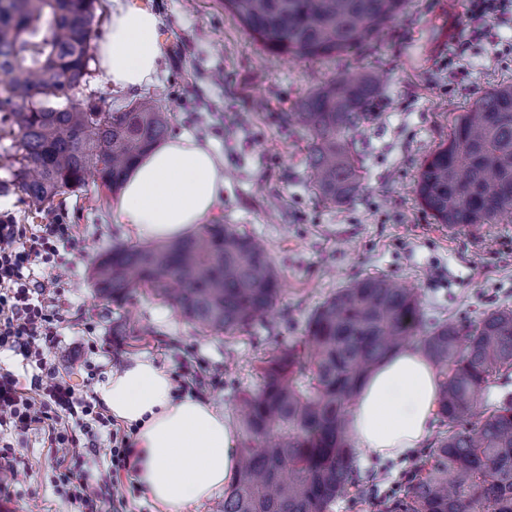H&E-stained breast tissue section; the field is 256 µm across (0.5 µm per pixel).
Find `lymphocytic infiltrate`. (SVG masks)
Wrapping results in <instances>:
<instances>
[{"label": "lymphocytic infiltrate", "instance_id": "f902f5d3", "mask_svg": "<svg viewBox=\"0 0 512 512\" xmlns=\"http://www.w3.org/2000/svg\"><path fill=\"white\" fill-rule=\"evenodd\" d=\"M75 245L71 226L61 218L19 224L11 214H0V350L20 355L36 367L26 382L0 367V429L40 435L44 447L56 456L64 494L81 512H98L101 490L83 481L66 462L89 449L73 423L91 421L109 428L113 479L132 467V435L113 427L98 398L78 389L70 375L49 361L60 321L53 303L59 282L36 274L39 268L56 266L60 250Z\"/></svg>", "mask_w": 512, "mask_h": 512}]
</instances>
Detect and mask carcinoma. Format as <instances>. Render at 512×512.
I'll use <instances>...</instances> for the list:
<instances>
[{"mask_svg": "<svg viewBox=\"0 0 512 512\" xmlns=\"http://www.w3.org/2000/svg\"><path fill=\"white\" fill-rule=\"evenodd\" d=\"M98 0H0V135L11 138V183L40 211L86 186L93 171L113 193L170 132L154 97L110 112L104 100L73 102L91 75ZM274 57L322 61L357 51L406 10L408 0H222ZM380 83L344 74L287 113L308 132L306 166L321 201L340 206L362 187L347 138L374 115ZM414 193L437 224L512 220V84L480 96L454 121L448 142L423 161ZM114 303L144 288L183 318L234 334L253 326L283 288L268 254L238 225L203 224L146 246H115L91 271ZM420 299L384 276L351 282L308 318L305 340L269 356L261 386L245 398L240 461L221 512H333L354 484L348 408L375 367L416 343L437 368L436 417L448 430L419 460L388 512H512V398L483 408L512 371V306L469 326L427 329Z\"/></svg>", "mask_w": 512, "mask_h": 512, "instance_id": "obj_1", "label": "carcinoma"}]
</instances>
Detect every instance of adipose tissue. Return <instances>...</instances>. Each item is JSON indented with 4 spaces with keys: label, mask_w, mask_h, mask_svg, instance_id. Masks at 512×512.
Listing matches in <instances>:
<instances>
[{
    "label": "adipose tissue",
    "mask_w": 512,
    "mask_h": 512,
    "mask_svg": "<svg viewBox=\"0 0 512 512\" xmlns=\"http://www.w3.org/2000/svg\"><path fill=\"white\" fill-rule=\"evenodd\" d=\"M160 17L134 0H114L99 67L116 89L144 88L158 77ZM224 163L195 138L157 145L129 173L114 205L117 223L139 240L193 232L219 202ZM170 374L147 358L132 360L97 388L113 417L134 427L135 479L159 512H183L232 482L238 465L233 429L208 402L176 397ZM438 375L408 348L369 376L350 412L356 447L392 458L431 434Z\"/></svg>",
    "instance_id": "adipose-tissue-1"
}]
</instances>
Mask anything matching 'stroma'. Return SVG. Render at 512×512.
<instances>
[{"label":"stroma","instance_id":"obj_1","mask_svg":"<svg viewBox=\"0 0 512 512\" xmlns=\"http://www.w3.org/2000/svg\"><path fill=\"white\" fill-rule=\"evenodd\" d=\"M142 2L162 19L163 56L150 91L174 113L172 136L191 135L224 159V194L210 218L240 225L265 245L283 294L270 315L232 335L202 330L142 290L117 306L97 294L91 279L100 254L137 243L114 221L115 194L91 184L44 214L19 193L0 196V212H12L18 223L41 224L52 215L73 227L76 247L63 252L58 269L62 322L50 353L60 370L80 368L92 391L139 356L174 376L183 365L202 366L224 377L205 401L236 426L244 398L260 387V359L298 344L314 309L357 278L385 276L415 288L430 321L469 322L512 305V221L450 231L434 223L413 191L421 163L447 142L454 118L485 92L512 83V25L497 27L496 42L473 41L464 0L453 7L448 0H410L362 54L304 62L263 51L221 0ZM357 72L383 78L376 113L354 138L363 190L329 208L303 162L306 133L282 115L317 86ZM89 437L94 448L73 467L94 485L111 468L112 442L104 428ZM0 441L19 462L0 500L13 512H74L39 435L8 430ZM434 446L430 439L386 459L358 452L355 486L333 512H379L380 498L396 493L412 460Z\"/></svg>","mask_w":512,"mask_h":512}]
</instances>
